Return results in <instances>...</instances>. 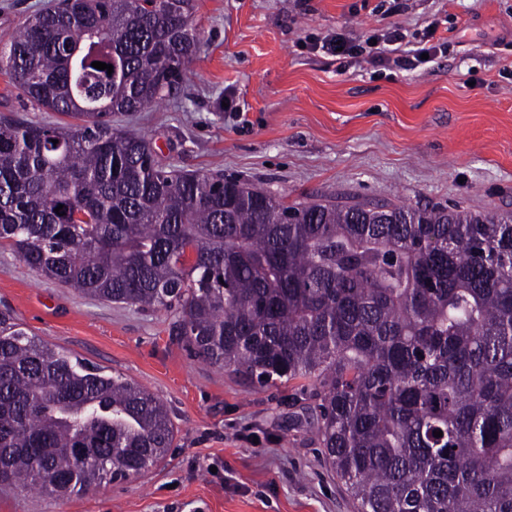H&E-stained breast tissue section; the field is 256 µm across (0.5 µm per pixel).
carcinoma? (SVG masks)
<instances>
[{
	"label": "carcinoma",
	"instance_id": "1",
	"mask_svg": "<svg viewBox=\"0 0 512 512\" xmlns=\"http://www.w3.org/2000/svg\"><path fill=\"white\" fill-rule=\"evenodd\" d=\"M193 9L54 0L0 37V71L67 117L0 119V246L84 295L177 308V335L252 385L312 380L309 429L356 512H512V212L290 205L160 164L112 115L173 88ZM173 437L152 393L0 312L1 485L69 495Z\"/></svg>",
	"mask_w": 512,
	"mask_h": 512
}]
</instances>
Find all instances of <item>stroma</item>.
I'll use <instances>...</instances> for the list:
<instances>
[{"label":"stroma","mask_w":512,"mask_h":512,"mask_svg":"<svg viewBox=\"0 0 512 512\" xmlns=\"http://www.w3.org/2000/svg\"><path fill=\"white\" fill-rule=\"evenodd\" d=\"M382 0H195L196 50L153 109L116 114L162 163L238 179L286 201L347 194L413 207L512 211V0H402L396 22L435 26L445 53L413 70L302 49L387 24ZM230 100L246 123L222 107ZM57 113L0 73V117ZM35 339L137 382L174 426L142 476L66 498L0 487V512H354L302 420L310 386L264 387L199 358L177 311L98 300L0 248V312Z\"/></svg>","instance_id":"1"}]
</instances>
